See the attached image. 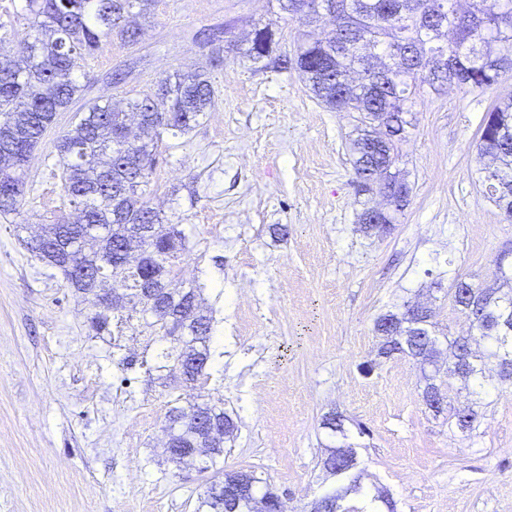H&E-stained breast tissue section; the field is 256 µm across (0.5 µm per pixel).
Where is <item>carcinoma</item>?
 Returning <instances> with one entry per match:
<instances>
[{
  "label": "carcinoma",
  "instance_id": "1",
  "mask_svg": "<svg viewBox=\"0 0 512 512\" xmlns=\"http://www.w3.org/2000/svg\"><path fill=\"white\" fill-rule=\"evenodd\" d=\"M279 10L304 25L317 21L319 10L334 11L335 28L328 37L303 42L296 49V64L306 86L332 110L349 108L363 115L361 133L353 141L354 183L357 190L371 192L373 178L389 194L395 208L403 207L410 188L391 169L398 161L397 143L405 138L408 121L420 89L436 90L445 83L466 91H483L512 72V53L501 50L512 43V0H469L461 12L454 0H308L298 11L292 0H276ZM152 0H24L27 21V56L15 62L0 45V217L21 212L25 197V167L54 126L52 118L69 109L81 96L73 77L74 59L91 54L102 40L119 37L127 44L142 40L144 30L127 18L138 10L144 15ZM257 38L243 54L267 60L265 67L288 68V57H270L273 32L269 25L256 29ZM213 104V90L203 70L175 72L162 79L155 93L142 99L91 102L62 132L55 145L63 190L76 217L61 218L42 227L39 242L27 248L44 266L59 271L69 287L92 307L90 328L98 335L111 334L112 320L120 325L137 321L163 339L181 328L182 345L163 347L157 355L158 370H172L185 355L183 381L207 375L211 359V317L204 314L206 284L173 288L177 261L186 249V236L177 225L152 209L144 200L143 186L156 164L157 143L147 140L133 148L127 113L143 116L145 129L155 139L167 133L174 138L195 128ZM477 149L488 158L484 183L495 204L512 221V98L487 112ZM125 224H148L151 232L142 243L147 256L138 265L118 256V239ZM495 279L509 287L482 288L454 279L448 296L453 305L472 320L483 350L472 349V336H446V351L457 358L462 388L483 389L489 384L486 361L497 360L499 386L512 384V327H499L497 320L512 318V264L495 262ZM156 289L163 310L141 297L145 286ZM129 302L127 314L111 316L97 310L100 299L117 289ZM192 302L195 315L183 316L184 303ZM425 320L410 349L397 337L384 341L385 356L418 353L428 343L440 344ZM195 410L233 436L236 423L224 408L190 402L173 405L166 422L175 430V445L166 449L170 462L182 463L190 451L200 460V470H214L213 481L199 498L197 510L206 512H252L249 498L259 494L260 479L241 472L245 492L236 500L224 499V469L217 458L224 456V442L209 443L208 433L196 419ZM342 484L314 501V512H349L343 501L361 493L358 478L335 461Z\"/></svg>",
  "mask_w": 512,
  "mask_h": 512
}]
</instances>
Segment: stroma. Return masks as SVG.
Wrapping results in <instances>:
<instances>
[{
	"label": "stroma",
	"mask_w": 512,
	"mask_h": 512,
	"mask_svg": "<svg viewBox=\"0 0 512 512\" xmlns=\"http://www.w3.org/2000/svg\"><path fill=\"white\" fill-rule=\"evenodd\" d=\"M145 35L112 37L75 60L83 100L153 94L175 71L207 69L214 105L180 138L164 136L149 177V206L178 225L188 250L179 281L206 282L220 355L208 379L170 389L147 372L155 344L126 328L92 335L91 308L25 241L69 214L59 170L44 158L72 115H58L29 164L15 223L0 219V512H196L210 473L180 470L163 447L172 394L223 406L234 419L225 470L267 480L288 512L338 481L323 462L337 439L322 426L341 416L362 494L347 506L374 512H512V389L448 393L437 414L423 403V369L378 355L377 318L404 302L429 303L445 333L467 334L448 298L453 278L492 283L494 260L512 251V222L483 185L475 140L490 107L512 96V73L482 92L423 88L395 165L408 205L381 236L361 231L381 197L356 194L352 141L360 113L317 101L296 66L262 69L236 44L269 24L274 55L293 54L316 26L279 17L268 0H154ZM231 25L224 63L209 64L210 31ZM130 357L131 368H119ZM471 404L479 426L449 419Z\"/></svg>",
	"instance_id": "stroma-1"
}]
</instances>
